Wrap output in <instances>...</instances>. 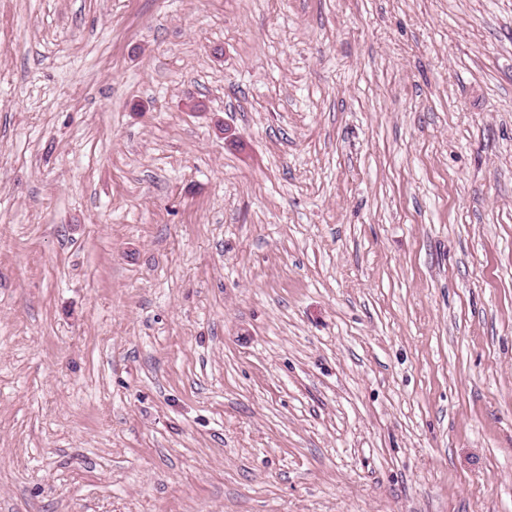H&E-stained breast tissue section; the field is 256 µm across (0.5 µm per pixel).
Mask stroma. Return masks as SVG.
I'll list each match as a JSON object with an SVG mask.
<instances>
[{"instance_id": "35a3bbf8", "label": "stroma", "mask_w": 512, "mask_h": 512, "mask_svg": "<svg viewBox=\"0 0 512 512\" xmlns=\"http://www.w3.org/2000/svg\"><path fill=\"white\" fill-rule=\"evenodd\" d=\"M0 512H512V0H0Z\"/></svg>"}]
</instances>
